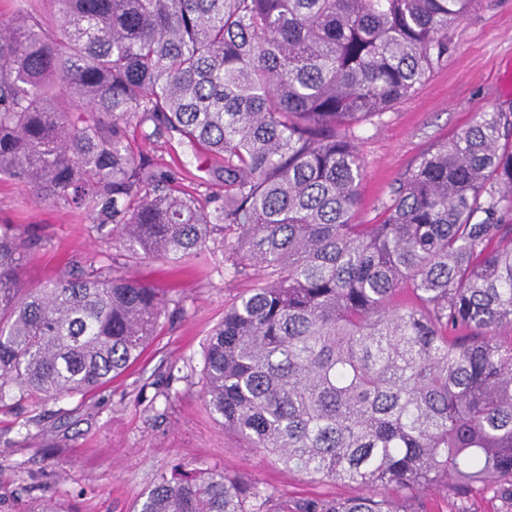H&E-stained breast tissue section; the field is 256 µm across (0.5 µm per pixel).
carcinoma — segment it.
Instances as JSON below:
<instances>
[{
	"mask_svg": "<svg viewBox=\"0 0 512 512\" xmlns=\"http://www.w3.org/2000/svg\"><path fill=\"white\" fill-rule=\"evenodd\" d=\"M48 2L0 17V178L128 258L212 243L257 270L206 342L208 409L285 470L367 490L282 500L182 471L137 512H428L432 487L512 512V113H482L354 223L355 128L415 92L476 0ZM132 126L205 150L224 195L135 153ZM29 248L0 225L1 406L111 383L169 305L102 266L29 286Z\"/></svg>",
	"mask_w": 512,
	"mask_h": 512,
	"instance_id": "carcinoma-1",
	"label": "carcinoma"
}]
</instances>
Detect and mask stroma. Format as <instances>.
<instances>
[{
    "label": "stroma",
    "mask_w": 512,
    "mask_h": 512,
    "mask_svg": "<svg viewBox=\"0 0 512 512\" xmlns=\"http://www.w3.org/2000/svg\"><path fill=\"white\" fill-rule=\"evenodd\" d=\"M512 112V0H478L456 30L447 59L408 98L357 129L364 163L359 224L374 223L393 186L436 144L478 115ZM17 225L33 255L21 276L36 285L104 265L112 242L67 208L33 203L25 187L0 180V224ZM126 277L170 301L142 358L94 394L0 411V512H136L160 475L175 467L220 470L280 498L354 497L357 486L283 471L243 447L210 414L203 388L206 340L254 284L224 268L222 250L180 267L158 260L121 265ZM433 512H501L492 496L428 491Z\"/></svg>",
    "instance_id": "obj_1"
}]
</instances>
